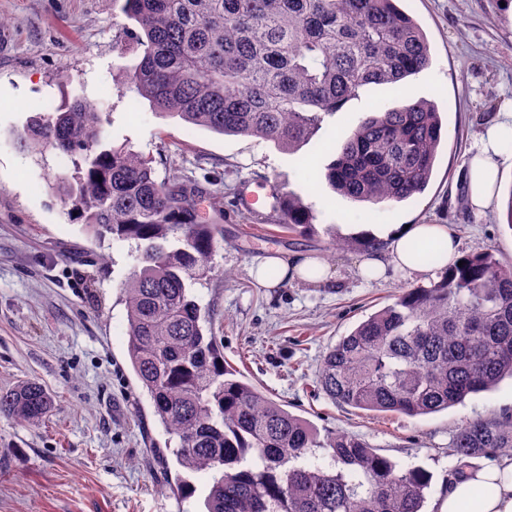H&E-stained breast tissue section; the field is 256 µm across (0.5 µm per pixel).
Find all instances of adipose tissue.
I'll return each mask as SVG.
<instances>
[{"mask_svg": "<svg viewBox=\"0 0 512 512\" xmlns=\"http://www.w3.org/2000/svg\"><path fill=\"white\" fill-rule=\"evenodd\" d=\"M509 139L512 140V113L506 112L492 118L469 163L470 203L476 210H487L493 203L500 173L499 146ZM348 233L378 242L377 250L361 266L362 274L368 277L382 275L391 265L410 277L426 280L435 277L439 267L455 265L461 258L459 241L444 224H353ZM435 241L443 245L438 265L419 262L409 250L411 243ZM251 272L258 283L269 288L293 278L322 282L330 276L328 265L318 259H292L279 251L264 255ZM475 482L491 486L492 492L475 504L472 512H512V459L484 466L472 480L453 481L436 512H463L470 486Z\"/></svg>", "mask_w": 512, "mask_h": 512, "instance_id": "adipose-tissue-1", "label": "adipose tissue"}]
</instances>
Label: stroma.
<instances>
[{"mask_svg":"<svg viewBox=\"0 0 512 512\" xmlns=\"http://www.w3.org/2000/svg\"><path fill=\"white\" fill-rule=\"evenodd\" d=\"M426 35L430 67L406 91L380 87L325 117L315 138L291 153L248 136H223L155 111L128 90L113 51L129 19L109 0H0V390L33 379L54 398L35 427L0 415V512H204L212 476L179 471L127 357L120 288L135 265L130 243L87 238L51 188L69 162L19 146L26 122L64 98L97 104L111 143L162 156L164 178L181 170L224 194V240L212 273L195 284L228 364L260 382L319 434L349 433L405 468L428 476L427 512L458 464L449 445L467 420L512 413V383L426 416L338 408L319 389L328 349L404 288L398 273L360 278V251L336 250L347 224H445L463 254L495 250L512 261L502 205L512 194V145L503 147L493 205H469L468 162L494 115L512 104V0H401ZM435 99L447 121L433 178L416 199L391 206L335 194L320 174L339 141L370 112L402 96ZM294 191L317 213L308 234L286 233L269 214L242 221L243 187ZM315 255L330 283L265 288L250 269L267 251Z\"/></svg>","mask_w":512,"mask_h":512,"instance_id":"1","label":"stroma"}]
</instances>
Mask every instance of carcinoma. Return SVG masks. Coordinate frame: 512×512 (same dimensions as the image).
<instances>
[{
  "mask_svg": "<svg viewBox=\"0 0 512 512\" xmlns=\"http://www.w3.org/2000/svg\"><path fill=\"white\" fill-rule=\"evenodd\" d=\"M136 28L114 40L138 61L130 88L157 111L222 135L298 151L324 117L377 86L406 87L431 64L418 23L397 0H112ZM99 112L74 99L31 119L20 141L71 163L52 184L98 241L135 243L125 280L127 355L154 416L187 473L217 470L206 512H422L426 474L403 469L364 440L320 441L306 421L224 366L193 285L210 272L223 203L185 174L158 179L155 158L102 136ZM435 102L407 100L366 116L339 144L324 178L354 202L394 204L422 194L442 143ZM276 222L305 233L314 215L293 193ZM425 264L441 245L414 244ZM403 289L324 355L319 384L337 406L416 417L512 379V264L492 251ZM53 407L35 380L0 391V414L28 425ZM330 457L310 461L313 449ZM460 460L512 455V415L458 427Z\"/></svg>",
  "mask_w": 512,
  "mask_h": 512,
  "instance_id": "cac0c4a2",
  "label": "carcinoma"
}]
</instances>
